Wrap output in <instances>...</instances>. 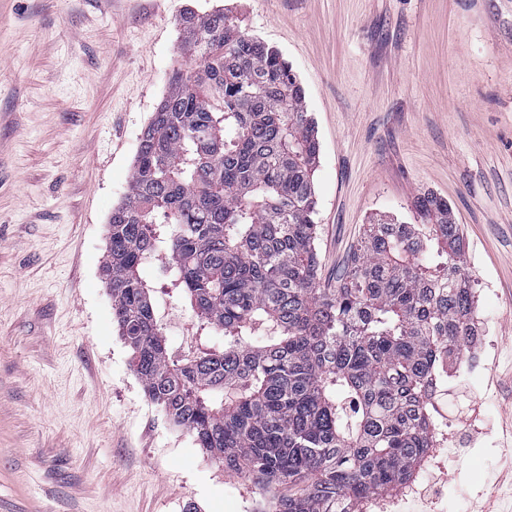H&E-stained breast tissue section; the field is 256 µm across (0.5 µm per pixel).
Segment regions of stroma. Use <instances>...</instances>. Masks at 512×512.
Masks as SVG:
<instances>
[{"instance_id": "stroma-1", "label": "stroma", "mask_w": 512, "mask_h": 512, "mask_svg": "<svg viewBox=\"0 0 512 512\" xmlns=\"http://www.w3.org/2000/svg\"><path fill=\"white\" fill-rule=\"evenodd\" d=\"M231 9L306 93L317 247L336 282L376 214L448 199L484 351L448 374L412 512H512V0H0V512H240L260 496L146 396L101 278L142 130L186 60L184 8ZM177 350L197 319L161 275Z\"/></svg>"}]
</instances>
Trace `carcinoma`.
<instances>
[{"instance_id":"cac0c4a2","label":"carcinoma","mask_w":512,"mask_h":512,"mask_svg":"<svg viewBox=\"0 0 512 512\" xmlns=\"http://www.w3.org/2000/svg\"><path fill=\"white\" fill-rule=\"evenodd\" d=\"M177 69L112 208L102 274L148 398L258 512H361L435 447V395L473 329L465 240L448 200L427 224L378 218L334 288L319 285L305 90L282 53L216 9L179 18ZM204 349L175 359L151 301L159 252Z\"/></svg>"}]
</instances>
